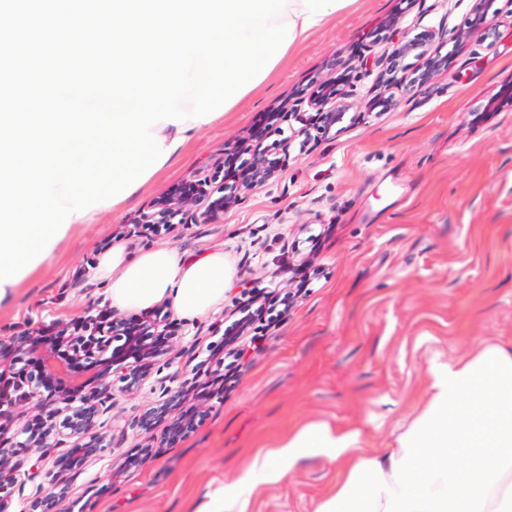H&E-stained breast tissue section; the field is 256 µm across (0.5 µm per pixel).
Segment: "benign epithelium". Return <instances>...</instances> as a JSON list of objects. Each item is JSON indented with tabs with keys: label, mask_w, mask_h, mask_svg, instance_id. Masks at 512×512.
I'll list each match as a JSON object with an SVG mask.
<instances>
[{
	"label": "benign epithelium",
	"mask_w": 512,
	"mask_h": 512,
	"mask_svg": "<svg viewBox=\"0 0 512 512\" xmlns=\"http://www.w3.org/2000/svg\"><path fill=\"white\" fill-rule=\"evenodd\" d=\"M474 14L484 39L494 38L500 12L489 11L482 0H477ZM459 37L460 31L448 28L443 17L438 25L427 26L412 37L392 43V49L383 56L393 71H399L409 56L421 60L424 67L421 77L413 82L396 80L402 93L418 95L430 76L445 65L446 59L431 50L432 43L455 44ZM348 98L347 93L336 97V82L321 83V95L308 104L310 111L302 110L298 103L278 113L287 128L281 130L276 151L259 145L249 149L243 173L232 185L225 181L219 184L217 179L207 176L190 179L185 183L187 193L177 192L155 204L139 224L141 232L158 233L174 222L189 226L218 220L225 204L275 177L288 161L295 141L303 145L310 139L311 131L325 133L341 123L348 110ZM297 123L301 127H295ZM138 322L141 327L133 332L128 330V320L114 312L101 311L60 325L58 335L66 347L65 360L58 357L56 347L38 344V331L32 327L0 336V380L8 379L15 386L12 397L0 396V512H9L15 499L22 503L20 512H60L68 486L88 466L112 451V442L105 440L101 428L103 417L113 408L114 386L119 383L126 392L137 389L161 372L160 358L168 351L166 346L155 348L148 338L167 335L172 324L169 317L148 314ZM42 376L60 380V391L49 397L43 395ZM203 376H208V371L199 367L177 387L168 385L173 379L171 375L157 379L155 405L125 422V426L143 435L167 418L164 440L179 437L192 426V421L170 419L168 415L186 392L201 385ZM62 447L68 448L67 454L52 455V449ZM31 448H42L44 454L23 472L20 456ZM40 475L49 479V488L30 500L24 495L26 483Z\"/></svg>",
	"instance_id": "7a95c632"
}]
</instances>
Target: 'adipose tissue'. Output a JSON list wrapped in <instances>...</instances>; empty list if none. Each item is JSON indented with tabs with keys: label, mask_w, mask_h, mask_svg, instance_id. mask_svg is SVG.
Segmentation results:
<instances>
[{
	"label": "adipose tissue",
	"mask_w": 512,
	"mask_h": 512,
	"mask_svg": "<svg viewBox=\"0 0 512 512\" xmlns=\"http://www.w3.org/2000/svg\"><path fill=\"white\" fill-rule=\"evenodd\" d=\"M350 0H287L275 25H295L304 44ZM95 274L113 308L145 310L167 303L186 320L224 301L234 272L223 250L185 257L169 247L131 254L119 244ZM362 428L313 421L279 448L256 457L225 493L229 512L254 488L287 474L306 456L340 459L336 491L316 512H512V341L480 342L464 357L434 359L426 398L388 448L367 455Z\"/></svg>",
	"instance_id": "obj_1"
}]
</instances>
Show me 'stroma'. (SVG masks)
<instances>
[{"label": "stroma", "instance_id": "1", "mask_svg": "<svg viewBox=\"0 0 512 512\" xmlns=\"http://www.w3.org/2000/svg\"><path fill=\"white\" fill-rule=\"evenodd\" d=\"M426 3L429 23L447 18L463 39L423 94L383 112L374 101L394 93L389 75L344 69L354 58H379L393 29L412 26L419 12L410 0H353L121 209L77 232L0 311V335L24 325L48 335L108 308L95 266L117 242L131 253L220 247L235 268L237 286L223 304L181 322L171 371L207 362L252 300L266 308L250 329L260 352L234 371L219 367L222 392L191 391L178 414L193 429L154 441L136 468L126 462L140 455L142 439L120 436L121 423L157 395L147 383L116 393L117 421L102 429L113 451L71 485L67 512H184L310 421L359 425L383 442L422 404L434 357L467 355L481 339L512 340V12L497 0L490 42L471 23L475 0ZM332 59L342 63L333 73ZM331 75L354 87L341 124L307 151L292 149L273 180L219 220L137 236L152 203L194 174L222 170L225 144L279 140L267 115ZM288 292L294 302L285 308ZM337 471L327 456L302 458L258 485L247 512H314Z\"/></svg>", "mask_w": 512, "mask_h": 512}]
</instances>
